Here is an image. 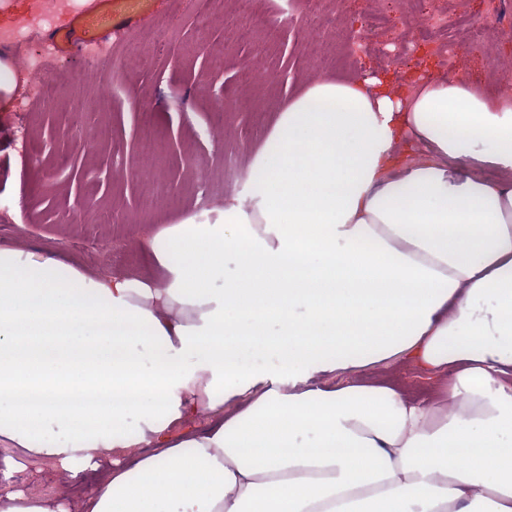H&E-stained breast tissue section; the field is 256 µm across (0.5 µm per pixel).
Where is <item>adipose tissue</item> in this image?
I'll use <instances>...</instances> for the list:
<instances>
[{"mask_svg": "<svg viewBox=\"0 0 512 512\" xmlns=\"http://www.w3.org/2000/svg\"><path fill=\"white\" fill-rule=\"evenodd\" d=\"M249 155L144 271L0 247V512H512V96L312 79ZM412 355L432 388L363 374ZM14 452L18 455V460L26 466L28 490L32 495L76 505L81 489L75 487L65 475L42 459L24 455L19 448Z\"/></svg>", "mask_w": 512, "mask_h": 512, "instance_id": "1", "label": "adipose tissue"}]
</instances>
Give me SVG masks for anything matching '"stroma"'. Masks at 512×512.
<instances>
[{
  "instance_id": "1",
  "label": "stroma",
  "mask_w": 512,
  "mask_h": 512,
  "mask_svg": "<svg viewBox=\"0 0 512 512\" xmlns=\"http://www.w3.org/2000/svg\"><path fill=\"white\" fill-rule=\"evenodd\" d=\"M275 0H74L56 11L50 24L19 46H5L16 80L12 105L0 110V245L45 248L61 259L79 261L94 272L135 270L139 254L128 244L138 224H173L195 212L196 182L205 178L213 202L246 193V177L227 174V160L246 170L244 149L256 143L278 106L306 80L318 77V61L327 75L375 69V53L349 56L350 36L365 16L397 17L393 0H347L332 11L327 0L307 6L297 0V22L265 30L262 19ZM504 12L482 49L467 51L455 67L444 65L431 47L417 49L413 60H396L383 74L401 88L419 74L467 77L490 92L512 93V81L489 73L485 59L512 66V0H500ZM325 12L328 37L302 46V29L313 10ZM112 11L111 37L83 33L82 18ZM52 45L46 70L55 78L52 98L40 99L21 57ZM110 51L121 70L102 65L97 55ZM92 71L77 83L74 71ZM270 72V80H249V72ZM223 116L222 139L209 137L216 116ZM102 129V138H80L78 127ZM28 148H21L19 131ZM151 135L162 147L153 177L139 167V144ZM151 209H143L147 194ZM107 214L109 223L87 226L72 221L80 201ZM127 247L113 255L112 239ZM37 497L76 505L79 488L46 461L21 456Z\"/></svg>"
}]
</instances>
